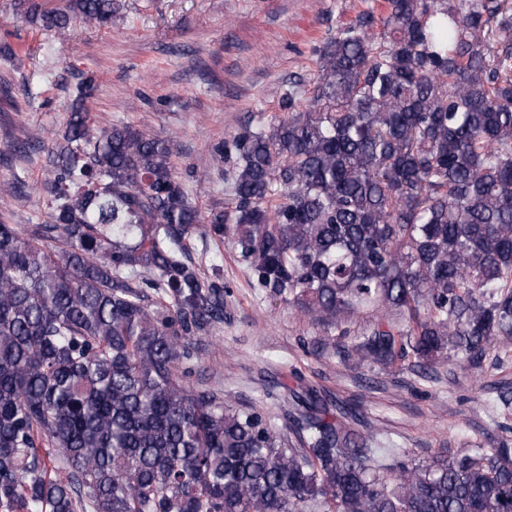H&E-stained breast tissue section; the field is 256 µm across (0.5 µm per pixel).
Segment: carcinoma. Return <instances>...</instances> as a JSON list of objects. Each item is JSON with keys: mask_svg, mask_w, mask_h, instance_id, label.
Listing matches in <instances>:
<instances>
[{"mask_svg": "<svg viewBox=\"0 0 512 512\" xmlns=\"http://www.w3.org/2000/svg\"><path fill=\"white\" fill-rule=\"evenodd\" d=\"M30 21L108 26L114 0ZM71 93L39 190L0 221V512H512V444L429 465L289 391L285 428L188 380L224 321L186 239L201 223L170 142L94 125ZM235 206L210 215L260 288L317 322L378 317L357 359L475 368L512 348V0H379L324 44L304 110L247 125ZM280 186L271 193L272 184Z\"/></svg>", "mask_w": 512, "mask_h": 512, "instance_id": "obj_1", "label": "carcinoma"}]
</instances>
